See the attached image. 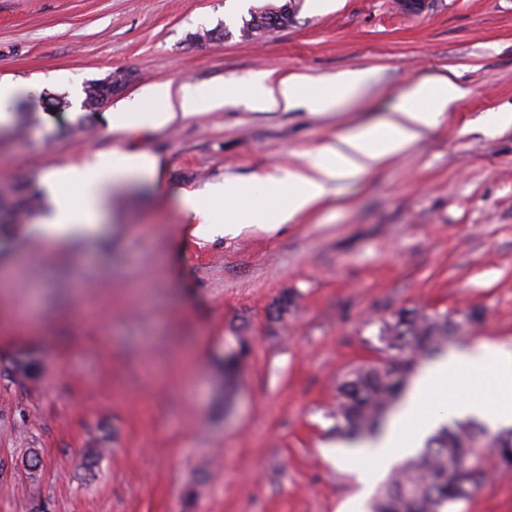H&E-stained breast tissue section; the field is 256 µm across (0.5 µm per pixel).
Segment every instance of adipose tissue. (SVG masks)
<instances>
[{
  "mask_svg": "<svg viewBox=\"0 0 512 512\" xmlns=\"http://www.w3.org/2000/svg\"><path fill=\"white\" fill-rule=\"evenodd\" d=\"M365 79V72L350 70L318 78L257 73L245 83L230 81L206 90L191 82H166L118 104L109 123L115 132L177 125L197 115L204 101L214 109L242 103L259 112L301 107L326 112L354 94ZM468 94V88L445 76L415 80L381 123L301 154L298 163L286 171L246 181L227 177L203 190L184 193V230L208 240L250 225L273 231L294 223L299 215L324 202L337 180L366 173L412 147ZM158 167L154 156L119 150L108 161L97 158L58 164L43 179L50 206L37 213L33 223L58 241L82 237L108 208L117 186L132 177L155 181ZM248 190L255 195L254 203L243 210L237 202ZM451 414L475 416L494 426L512 425V350L484 343L451 354L429 368L385 435L367 450L370 464L361 473L362 481L372 483L380 472L414 452Z\"/></svg>",
  "mask_w": 512,
  "mask_h": 512,
  "instance_id": "1",
  "label": "adipose tissue"
}]
</instances>
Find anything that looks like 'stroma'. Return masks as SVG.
<instances>
[{"label": "stroma", "instance_id": "stroma-1", "mask_svg": "<svg viewBox=\"0 0 512 512\" xmlns=\"http://www.w3.org/2000/svg\"><path fill=\"white\" fill-rule=\"evenodd\" d=\"M287 1V26L239 37L250 11ZM348 70L366 82L320 114L204 106L115 134L82 106L118 75L116 104L168 81ZM442 74L470 96L295 223L186 235L178 191L287 169ZM4 77L30 87L5 107L0 186L119 146L157 156L171 193L132 182L67 246L0 226V512H346L368 462L337 441L330 408L341 376L378 360L382 319L477 308L458 348L512 349V126L483 128L512 109V0H0ZM241 336L229 384L221 361ZM26 358L36 376L16 371ZM455 512H512V468L492 466Z\"/></svg>", "mask_w": 512, "mask_h": 512}]
</instances>
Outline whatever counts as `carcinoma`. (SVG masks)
<instances>
[{"label": "carcinoma", "instance_id": "1", "mask_svg": "<svg viewBox=\"0 0 512 512\" xmlns=\"http://www.w3.org/2000/svg\"><path fill=\"white\" fill-rule=\"evenodd\" d=\"M288 5L277 10L250 13L240 27V37L288 25ZM111 81L85 87L83 107L97 111L110 98ZM42 196L32 182L5 194L0 190V224H18L34 215ZM480 312L473 310L457 319L446 312L401 309L382 320L377 339L380 357L347 372L337 383L334 431L336 439L357 444L375 438L392 411L404 399L417 366L442 356L448 344L476 325ZM248 351L245 342L224 355V376L232 378ZM512 466V429L491 431L472 421L444 425L427 438L418 456L400 462L368 504V512H446L481 492L489 478V457Z\"/></svg>", "mask_w": 512, "mask_h": 512}]
</instances>
